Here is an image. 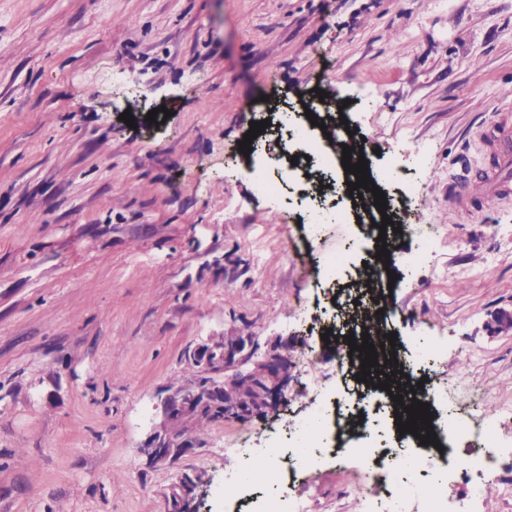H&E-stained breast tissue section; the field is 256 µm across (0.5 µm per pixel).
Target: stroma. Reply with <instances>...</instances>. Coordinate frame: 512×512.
<instances>
[{"label":"stroma","mask_w":512,"mask_h":512,"mask_svg":"<svg viewBox=\"0 0 512 512\" xmlns=\"http://www.w3.org/2000/svg\"><path fill=\"white\" fill-rule=\"evenodd\" d=\"M315 88L352 103L375 162L432 167L416 213L439 238L406 243L423 258L391 296L396 351L429 328L450 406L463 368L512 404V202L448 219L457 159L483 165L484 125L512 108V0H0V512H166L185 471L209 482L198 512H224L230 443L266 447L339 386L319 258L355 227L310 237L239 151L268 103ZM242 333L290 340L285 400L144 468L186 348ZM364 467L325 462L295 493L362 512Z\"/></svg>","instance_id":"stroma-1"}]
</instances>
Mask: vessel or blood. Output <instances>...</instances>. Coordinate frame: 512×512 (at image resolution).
Wrapping results in <instances>:
<instances>
[{"label": "vessel or blood", "mask_w": 512, "mask_h": 512, "mask_svg": "<svg viewBox=\"0 0 512 512\" xmlns=\"http://www.w3.org/2000/svg\"><path fill=\"white\" fill-rule=\"evenodd\" d=\"M485 145L495 152L496 159L491 170L482 177L471 178L466 174L469 161H462V173L457 174L452 184L456 206H472L474 211L495 202L512 200V118L501 114L491 122L485 133Z\"/></svg>", "instance_id": "b4317fda"}]
</instances>
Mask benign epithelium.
<instances>
[{
    "label": "benign epithelium",
    "mask_w": 512,
    "mask_h": 512,
    "mask_svg": "<svg viewBox=\"0 0 512 512\" xmlns=\"http://www.w3.org/2000/svg\"><path fill=\"white\" fill-rule=\"evenodd\" d=\"M261 345L254 336H220L210 338L186 351V360L191 366V382L197 388L191 395L184 389L170 390L162 398L163 421L148 436L140 448L142 464L147 468L176 463L190 452L179 431L194 411L218 405L212 382H230L249 372L256 373L265 365L275 361H287L288 341L270 345L264 354H259ZM207 377L209 381L202 382ZM289 373L284 371L272 380L266 403L250 409L249 418L271 413L279 406L284 390L288 387ZM195 473L183 472L171 488L169 502L180 504L194 502L202 487L194 485Z\"/></svg>",
    "instance_id": "obj_1"
}]
</instances>
